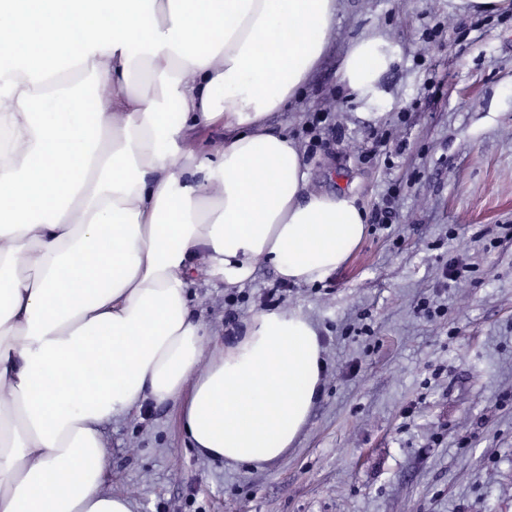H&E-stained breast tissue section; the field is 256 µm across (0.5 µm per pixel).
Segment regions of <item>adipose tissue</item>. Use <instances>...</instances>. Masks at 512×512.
I'll use <instances>...</instances> for the list:
<instances>
[{"instance_id": "adipose-tissue-1", "label": "adipose tissue", "mask_w": 512, "mask_h": 512, "mask_svg": "<svg viewBox=\"0 0 512 512\" xmlns=\"http://www.w3.org/2000/svg\"><path fill=\"white\" fill-rule=\"evenodd\" d=\"M338 8L0 0V51L20 60L0 68V512H131L102 489V427L147 402L181 406L190 446L230 463L295 443L323 391L317 325L260 310L209 353L188 288L194 274L243 284L264 261L317 283L359 248L365 210L309 192L297 144L268 127L318 66ZM393 52L356 40L340 84L375 95ZM62 61L81 80L38 119ZM210 126L224 149L201 159L188 141Z\"/></svg>"}]
</instances>
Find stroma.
<instances>
[{
	"label": "stroma",
	"mask_w": 512,
	"mask_h": 512,
	"mask_svg": "<svg viewBox=\"0 0 512 512\" xmlns=\"http://www.w3.org/2000/svg\"><path fill=\"white\" fill-rule=\"evenodd\" d=\"M369 35L398 52L365 102L337 73ZM318 112L336 137L316 147ZM269 126L296 141L311 191L346 190L369 213L394 198V224H368L343 267L276 303L317 323L323 393L293 447L253 466L189 448L179 406L115 418L104 490L133 512H512V9L341 0L318 67ZM372 129L402 145L392 164L364 157ZM452 264L465 282L447 279ZM278 282L265 262L233 287L195 278L208 341Z\"/></svg>",
	"instance_id": "1"
}]
</instances>
